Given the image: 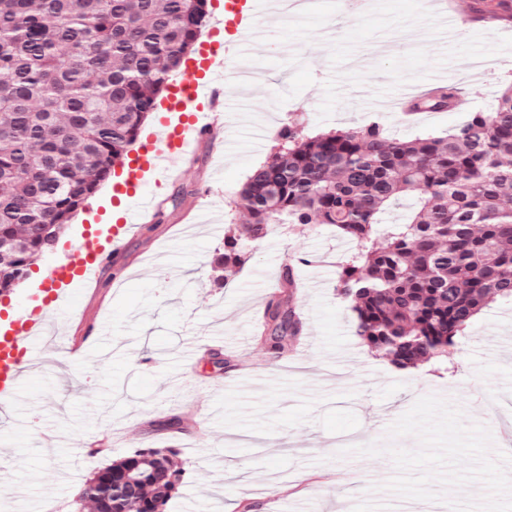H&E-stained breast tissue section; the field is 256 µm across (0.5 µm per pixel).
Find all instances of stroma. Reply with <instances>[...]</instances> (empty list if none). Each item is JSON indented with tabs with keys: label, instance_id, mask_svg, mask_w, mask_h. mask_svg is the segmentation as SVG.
<instances>
[{
	"label": "stroma",
	"instance_id": "35a3bbf8",
	"mask_svg": "<svg viewBox=\"0 0 512 512\" xmlns=\"http://www.w3.org/2000/svg\"><path fill=\"white\" fill-rule=\"evenodd\" d=\"M448 2L463 28L445 29L422 0H308L225 61V71L255 75L224 82L223 156L199 146L164 189L162 214L125 239L58 321L53 346L0 413V470L10 476L0 512L76 503L93 468L83 457L107 438L102 467L137 439L180 449L187 474L168 512H242L245 501L255 512H450L382 490L395 473L388 455L341 451L393 442L389 425L426 394L495 427L489 403L512 406V300L489 303L447 363L399 369L363 342L337 290L354 241L328 224H277L227 275L214 266L224 233L211 223H243L238 191L284 123L312 136L377 122L409 140L489 111L512 82V0ZM432 82L455 88V106L406 119V90ZM288 263L296 309L312 319L297 347L274 357L256 320ZM211 346L230 366L215 368ZM188 368L192 384L175 392L170 378ZM172 416L181 431L162 430Z\"/></svg>",
	"mask_w": 512,
	"mask_h": 512
}]
</instances>
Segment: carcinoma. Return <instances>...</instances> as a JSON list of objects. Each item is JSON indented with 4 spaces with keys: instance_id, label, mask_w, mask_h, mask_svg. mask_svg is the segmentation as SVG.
I'll return each instance as SVG.
<instances>
[{
    "instance_id": "cac0c4a2",
    "label": "carcinoma",
    "mask_w": 512,
    "mask_h": 512,
    "mask_svg": "<svg viewBox=\"0 0 512 512\" xmlns=\"http://www.w3.org/2000/svg\"><path fill=\"white\" fill-rule=\"evenodd\" d=\"M208 0H0V294L12 292L128 156L201 34ZM456 91L412 103L440 111ZM239 192L247 222L216 263L248 261L274 224H331L356 242L338 288L362 340L399 369L448 359L493 299H512V82L490 112L447 136L390 139L373 122L303 137L288 122ZM301 334L288 298L259 334L274 356ZM168 472L158 502L149 465ZM142 479L131 512H166L184 482L177 448H139L100 468Z\"/></svg>"
}]
</instances>
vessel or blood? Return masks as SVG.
Masks as SVG:
<instances>
[{
    "mask_svg": "<svg viewBox=\"0 0 512 512\" xmlns=\"http://www.w3.org/2000/svg\"><path fill=\"white\" fill-rule=\"evenodd\" d=\"M271 12V0H224L223 38L203 43L197 56L187 61L181 78L160 102L157 122L144 133L139 153L117 174L113 190L128 199L123 216L71 245L66 257L31 289L13 318L0 319V404L17 398L26 366L45 351L46 328L54 314L119 251L128 234L152 218L155 198L142 193V186L174 182L200 139L223 131L220 67L226 56L270 19Z\"/></svg>",
    "mask_w": 512,
    "mask_h": 512,
    "instance_id": "b4317fda",
    "label": "vessel or blood"
}]
</instances>
